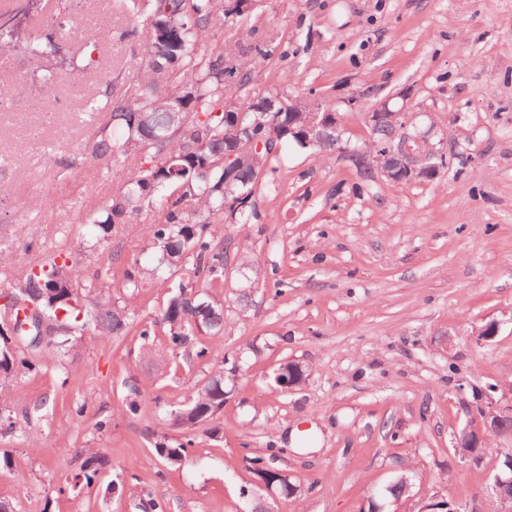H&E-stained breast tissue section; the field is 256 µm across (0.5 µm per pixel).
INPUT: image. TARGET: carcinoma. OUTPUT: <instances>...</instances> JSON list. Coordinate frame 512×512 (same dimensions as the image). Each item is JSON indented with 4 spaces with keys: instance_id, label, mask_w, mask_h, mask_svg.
Returning a JSON list of instances; mask_svg holds the SVG:
<instances>
[{
    "instance_id": "cac0c4a2",
    "label": "carcinoma",
    "mask_w": 512,
    "mask_h": 512,
    "mask_svg": "<svg viewBox=\"0 0 512 512\" xmlns=\"http://www.w3.org/2000/svg\"><path fill=\"white\" fill-rule=\"evenodd\" d=\"M242 0H127L129 12L141 18L125 33L137 45L142 75L130 93L107 103L112 130H102L86 141L83 151L92 160L112 159L145 150L151 165L139 170L112 197L93 208L87 223L106 235L114 224H133L143 206L159 204L163 219L140 224L151 248L160 252L156 269L174 270L191 253L196 273L211 276L224 270V248L217 246L209 228L213 224H250L260 219L249 204L259 180L276 170L283 146L293 144L322 154L336 147L337 112L318 104L299 110L279 94H254L256 69L275 56L277 40L257 39L253 32L234 45L210 47L208 31L214 17H242L249 11ZM34 37L29 46L34 68L42 66L44 40ZM323 128L315 144L308 145L315 119ZM394 131L391 113L370 129L362 150L349 155L359 174L368 180L378 172L370 164L385 137ZM79 261L52 257L31 267L15 292L36 305L47 319L45 345L59 354L73 337L87 331L99 340L120 335L126 315L115 308L106 277L97 288L78 292ZM21 304L10 312L13 332L0 330V379L34 372L40 363L13 348V337L24 332L15 319ZM170 348L193 343L196 333L218 334L224 329V308L201 299L193 286L174 287L163 311ZM224 408V380L214 378L188 401L168 412V425L189 428L207 421ZM168 465H179L186 448L164 442L155 446ZM413 472L402 473L388 485L383 503L406 496Z\"/></svg>"
}]
</instances>
